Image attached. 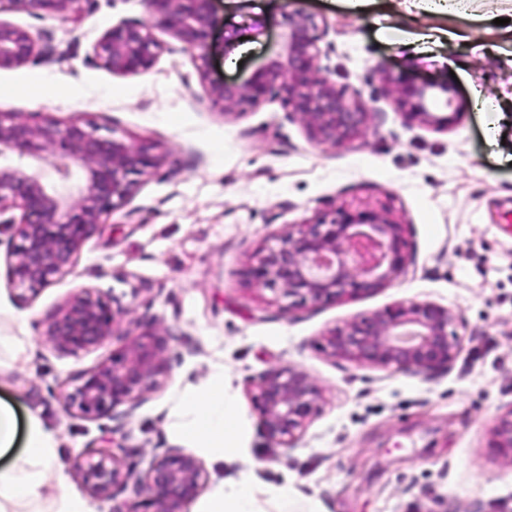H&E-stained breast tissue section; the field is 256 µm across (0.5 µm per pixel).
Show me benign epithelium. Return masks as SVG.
<instances>
[{
	"mask_svg": "<svg viewBox=\"0 0 512 512\" xmlns=\"http://www.w3.org/2000/svg\"><path fill=\"white\" fill-rule=\"evenodd\" d=\"M42 19L81 11L84 0H0ZM283 0V28L277 50L240 84L211 77V35L219 24L215 0H147L157 24L185 48L199 51L200 81L224 114L235 115L274 96L306 125L316 142L336 146L357 138L367 107L360 97L336 87L319 61L316 18ZM163 45L150 27L123 22L94 45L97 63L118 74H145ZM54 46L26 29L0 20V69L51 59ZM436 90L452 107L446 84L400 83L395 102L409 121L446 128L458 112L438 116L426 101ZM149 144L119 135H100L80 121L62 124L51 117L32 123L0 114V215L21 211L14 226L10 281L21 301L67 275L103 217L136 191L135 177L157 167ZM246 281L273 293L283 310L352 299L392 285L406 267L404 225L372 210L339 208L330 216L283 233L275 248L259 250ZM122 311L89 288L67 298L49 323L46 336L65 353L89 351L120 335ZM166 332L154 326L126 340L119 353L86 372L64 395L65 409L85 419L127 417L162 387ZM330 354L357 364L433 375L448 370L460 350L453 314L432 302L396 301L325 336ZM267 439L293 448L317 411L319 390L309 376L291 368L272 369L252 396ZM488 447L512 462V409L497 416ZM76 472L91 495L108 498L133 486L137 501L126 512H179L202 489L201 461L184 448H167L142 472L124 466L110 447L77 462Z\"/></svg>",
	"mask_w": 512,
	"mask_h": 512,
	"instance_id": "1",
	"label": "benign epithelium"
}]
</instances>
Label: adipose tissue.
<instances>
[{
    "instance_id": "ef3b65f1",
    "label": "adipose tissue",
    "mask_w": 512,
    "mask_h": 512,
    "mask_svg": "<svg viewBox=\"0 0 512 512\" xmlns=\"http://www.w3.org/2000/svg\"><path fill=\"white\" fill-rule=\"evenodd\" d=\"M229 378L218 372L199 386L183 391L173 407L172 438L223 462L227 473L212 494L201 499L194 512H291L297 496L291 484L272 486L247 473L244 437L238 425V403L227 387ZM17 421L11 406L0 404V453H11L10 463L0 468V500L4 498L36 503L47 480H54L63 503L61 512H95L94 506L69 489L63 472L54 471L56 438L37 421L28 424L23 448H15Z\"/></svg>"
}]
</instances>
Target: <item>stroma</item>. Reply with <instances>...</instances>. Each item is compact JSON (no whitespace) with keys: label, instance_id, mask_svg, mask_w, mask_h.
Wrapping results in <instances>:
<instances>
[{"label":"stroma","instance_id":"35a3bbf8","mask_svg":"<svg viewBox=\"0 0 512 512\" xmlns=\"http://www.w3.org/2000/svg\"><path fill=\"white\" fill-rule=\"evenodd\" d=\"M296 6L317 19L316 46L332 80L369 109L362 135L345 145L316 143L276 97L223 114L198 59L154 25L145 0H85L78 16L50 20L0 9V20L50 36L58 50L51 61L0 70V113L77 119L153 144L162 157L84 243L71 272L28 302L10 283L12 232L0 227V401L20 424L37 420L57 437L55 463L81 494L74 464L103 439L140 470L174 447L173 399L220 366L239 404L250 473L292 484L297 512L308 498L321 512H512V463L488 446L496 417L512 407V0H463L435 14L410 0ZM218 10L236 28L268 26L229 59L223 32L214 35L213 78L244 81L276 49L280 2L220 0ZM129 21L150 24L165 47L149 73L115 74L94 58L103 33ZM424 28L444 36L430 53H412L405 43ZM455 66L462 75L451 76ZM409 78L449 84L457 121L445 130L407 121L392 89ZM38 83L57 97H30ZM492 122L505 141L491 147ZM338 207L384 211L404 224L408 261L394 284L291 312L247 287L242 273L259 246ZM84 288L125 315L119 336L70 355L46 330ZM399 300L455 316L461 349L448 371L358 365L326 349L330 331ZM149 323L167 332L163 387L126 418L67 413L60 386L76 384ZM14 336L27 347L20 360ZM288 367L307 373L320 399L287 449L267 440L251 397L260 376Z\"/></svg>","mask_w":512,"mask_h":512}]
</instances>
